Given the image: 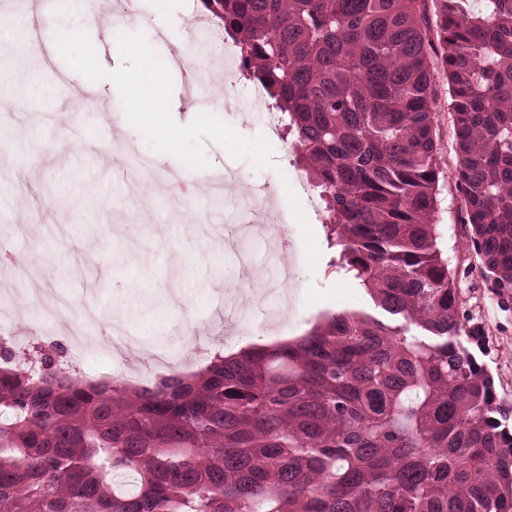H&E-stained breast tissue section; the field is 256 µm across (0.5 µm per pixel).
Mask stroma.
I'll return each mask as SVG.
<instances>
[{"label": "stroma", "instance_id": "obj_1", "mask_svg": "<svg viewBox=\"0 0 512 512\" xmlns=\"http://www.w3.org/2000/svg\"><path fill=\"white\" fill-rule=\"evenodd\" d=\"M17 0H0V23L54 31L87 29L103 68L116 69L119 32H143L169 64L174 81L173 116L209 112L223 116L215 83L224 77L222 22L202 0H51L40 12L38 0L15 10ZM97 12L94 26L83 16ZM196 43L200 71L189 83L174 63L175 50ZM0 64L9 79L0 85V241L17 263L0 266V294L13 303L0 312L15 335L43 343L44 322L37 308L56 296L72 300V320L81 322L87 303L99 310L90 329L128 334L156 346V357L134 354L127 360L95 358L94 372L116 380L150 378L168 372L169 359L189 371L204 364L211 350L234 353L244 347L275 345L307 334L331 312L368 305L362 289L334 273L321 219L311 218L321 256L308 268L301 231L287 224L290 283L297 296L282 315L268 314L266 297L245 289L254 278L242 274L232 257L237 227L225 223L214 204L224 193L225 149L212 140L203 146L209 168L191 169L167 153L155 151L127 121L116 86L107 79L88 82L59 51L44 58L0 46ZM434 139L440 165L437 208L432 216L448 266L458 278L459 313L478 322L485 336L481 361L494 377L499 399L512 404V303H502L486 281L478 256L469 246L471 227L456 189L455 133L448 91L437 80ZM275 168H240L248 183L275 182L274 201L288 209L279 172L294 167L291 151L273 141ZM150 161L140 173V191L152 197L150 210L136 208L119 175L133 157ZM194 187L186 204L172 205L171 181Z\"/></svg>", "mask_w": 512, "mask_h": 512}]
</instances>
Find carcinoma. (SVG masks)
Here are the masks:
<instances>
[{"mask_svg":"<svg viewBox=\"0 0 512 512\" xmlns=\"http://www.w3.org/2000/svg\"><path fill=\"white\" fill-rule=\"evenodd\" d=\"M203 3L370 309L146 386L3 348L0 512H512V407L430 222L440 68L472 246L512 298V0Z\"/></svg>","mask_w":512,"mask_h":512,"instance_id":"1","label":"carcinoma"}]
</instances>
